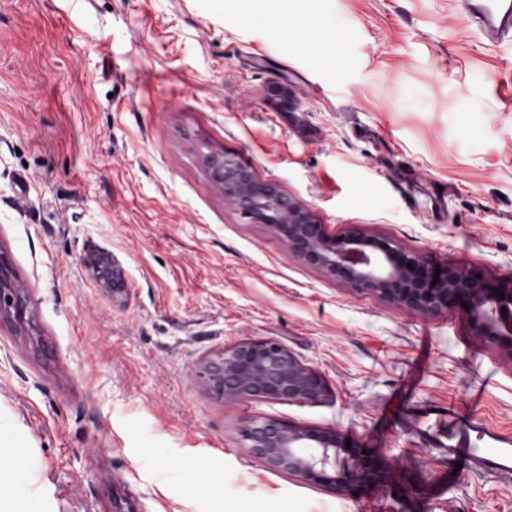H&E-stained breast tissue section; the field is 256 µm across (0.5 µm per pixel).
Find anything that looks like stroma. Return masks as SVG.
Returning a JSON list of instances; mask_svg holds the SVG:
<instances>
[{"instance_id": "1", "label": "stroma", "mask_w": 512, "mask_h": 512, "mask_svg": "<svg viewBox=\"0 0 512 512\" xmlns=\"http://www.w3.org/2000/svg\"><path fill=\"white\" fill-rule=\"evenodd\" d=\"M0 0V248L36 334L0 325V448L20 512H512V477L456 472L447 403L512 436V361L462 307L350 292L225 205L226 151L329 234L390 239L512 283V45L462 0ZM288 86L292 112L274 107ZM27 198H19L20 179ZM110 252L125 287L81 264ZM272 338L303 403L227 401L204 362ZM277 418L372 450L375 486L265 467ZM101 263L102 261L100 259L92 257L91 254H89L88 257H86L84 260V265L92 277L96 280L98 288H101V290L109 294H111L115 289L122 288V281L120 276L119 274H114L113 270L112 278H104L101 273Z\"/></svg>"}]
</instances>
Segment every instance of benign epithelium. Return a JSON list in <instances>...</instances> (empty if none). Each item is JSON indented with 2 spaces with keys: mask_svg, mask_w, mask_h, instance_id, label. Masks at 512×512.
I'll return each instance as SVG.
<instances>
[{
  "mask_svg": "<svg viewBox=\"0 0 512 512\" xmlns=\"http://www.w3.org/2000/svg\"><path fill=\"white\" fill-rule=\"evenodd\" d=\"M270 96L283 112L296 108L294 95L286 86L272 87ZM203 163L227 205L248 220L267 225L306 264L348 288L373 292L423 314L448 312L452 302L462 298L469 306L475 334L496 343L512 357V287L489 288L450 267L440 268L435 283L436 266L402 251L388 239L354 231L327 233L298 200L275 184L257 179L235 155L213 151L203 156ZM84 265L101 290L110 294L122 287L119 275H102L100 259L88 256ZM30 305L28 288L15 281L10 259L0 250V321L10 325L14 334L28 335ZM201 376L215 395L233 401L307 402L324 389L315 371L270 338L242 341L225 350L204 364ZM241 437L251 455L269 469L308 483L336 486L345 482L370 484L379 479V473L360 453L352 469L336 470L342 443L332 432L265 418L246 422Z\"/></svg>",
  "mask_w": 512,
  "mask_h": 512,
  "instance_id": "7a95c632",
  "label": "benign epithelium"
}]
</instances>
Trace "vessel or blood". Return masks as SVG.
Wrapping results in <instances>:
<instances>
[{"instance_id": "obj_1", "label": "vessel or blood", "mask_w": 512, "mask_h": 512, "mask_svg": "<svg viewBox=\"0 0 512 512\" xmlns=\"http://www.w3.org/2000/svg\"><path fill=\"white\" fill-rule=\"evenodd\" d=\"M463 3L483 37L490 43H498L512 33V0H463ZM481 430L479 422L461 414L456 406H449V452L467 464L476 463L492 470H505L507 461L512 459V438L494 435V448L479 454L475 451L471 435Z\"/></svg>"}]
</instances>
